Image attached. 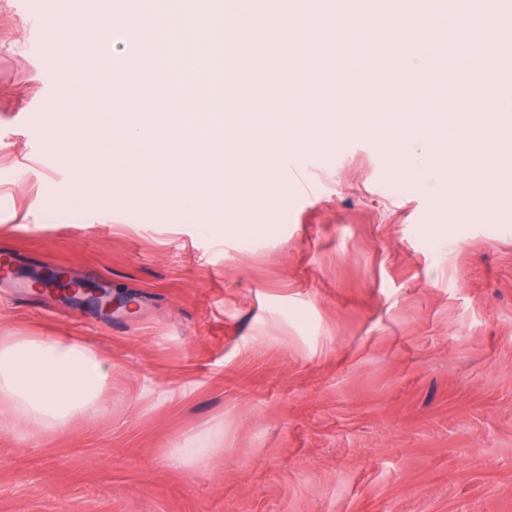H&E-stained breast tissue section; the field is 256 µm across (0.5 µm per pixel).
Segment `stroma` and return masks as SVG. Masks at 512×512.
<instances>
[{"instance_id": "stroma-1", "label": "stroma", "mask_w": 512, "mask_h": 512, "mask_svg": "<svg viewBox=\"0 0 512 512\" xmlns=\"http://www.w3.org/2000/svg\"><path fill=\"white\" fill-rule=\"evenodd\" d=\"M29 0H0V333L82 339L112 364L95 422L21 443L0 431V512H512V178L492 215L445 206L422 151L322 114L308 149L253 179L229 231L76 188L55 137ZM394 0L351 31L372 84ZM170 111L198 83L152 35ZM55 267L111 289L106 314L25 284ZM214 437L183 469L171 448Z\"/></svg>"}]
</instances>
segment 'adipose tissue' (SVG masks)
I'll return each instance as SVG.
<instances>
[{
  "label": "adipose tissue",
  "mask_w": 512,
  "mask_h": 512,
  "mask_svg": "<svg viewBox=\"0 0 512 512\" xmlns=\"http://www.w3.org/2000/svg\"><path fill=\"white\" fill-rule=\"evenodd\" d=\"M438 0H401L393 19L396 30L421 28L431 36L452 28L456 49L412 54L393 45L390 64L397 71L447 69L468 81L480 61L476 43L492 46L483 29L485 16L512 17V0H450L447 15ZM468 162L458 177L457 193L480 191L486 210L497 203L498 176L512 172V155L501 139L467 143ZM112 367L91 344L14 332L0 336V430L20 441L32 434H57L78 422H93L107 403Z\"/></svg>",
  "instance_id": "obj_1"
}]
</instances>
